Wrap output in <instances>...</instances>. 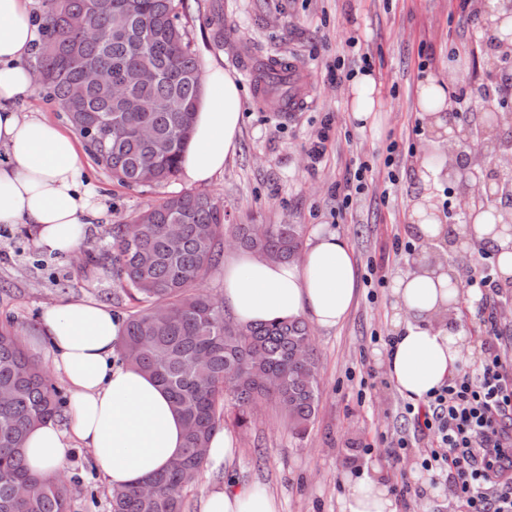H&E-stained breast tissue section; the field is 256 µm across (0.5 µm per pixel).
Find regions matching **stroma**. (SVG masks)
Segmentation results:
<instances>
[{
  "label": "stroma",
  "instance_id": "1",
  "mask_svg": "<svg viewBox=\"0 0 512 512\" xmlns=\"http://www.w3.org/2000/svg\"><path fill=\"white\" fill-rule=\"evenodd\" d=\"M224 47L213 45L208 23L212 0H176L180 22L198 60H222L244 97L238 148L205 187L224 206L228 224H298L303 238L322 227L339 233L351 248L364 284L342 326L311 328L322 396L304 436L293 435L275 407L262 405L249 428L236 427L232 407L224 428L234 452L225 464L207 465L186 492V512H201L216 484L256 487L272 494L280 512H340L345 475L379 463L399 512H459L444 472L424 471L428 438L415 429L406 400L390 387L378 360L390 331L386 284L406 269L408 250L418 247L410 206L423 195L453 201L455 185L421 175L414 151L428 136L414 110L424 73L449 80L460 101L461 124H477L483 104L475 88L496 90L512 78V65L497 61L496 34L463 0H221ZM372 63L383 110L374 127L351 119L346 70L360 55ZM293 59L310 74L305 105L279 109L278 96L259 97L242 62L254 57ZM343 70H335L336 60ZM327 132V151L312 163L308 149ZM399 158V180L389 183L387 156ZM369 165L362 194L342 209L348 169ZM84 176L100 193L107 223L86 228L80 255L63 257L37 247L27 225H0V322L13 318L22 336L35 335L45 310L67 300L91 299L125 318L130 302L112 263V227L138 211L186 192L182 179L140 188L113 182L84 158ZM384 277L385 286L369 283ZM496 310L484 301L462 306V322L474 344L497 329L512 354V288L496 291ZM413 446L394 458V443ZM69 472L71 512H110V493L100 482L88 449H74Z\"/></svg>",
  "mask_w": 512,
  "mask_h": 512
}]
</instances>
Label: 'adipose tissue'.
Returning <instances> with one entry per match:
<instances>
[{
    "label": "adipose tissue",
    "instance_id": "adipose-tissue-1",
    "mask_svg": "<svg viewBox=\"0 0 512 512\" xmlns=\"http://www.w3.org/2000/svg\"><path fill=\"white\" fill-rule=\"evenodd\" d=\"M32 0H0V224H27L37 244L68 256L78 248L82 225L105 213L83 179L81 148L62 127L44 117L24 116L19 100L34 88L31 63L40 30L30 19ZM351 116L374 126L375 79L359 71L349 84ZM448 83L433 76L418 84L417 112L439 144L452 132L445 112ZM243 98L234 77L215 59L206 61L204 95L192 138L183 154L187 184L210 183L237 149ZM420 247L390 288L392 342L383 356L389 384L411 403L426 401L457 375L473 346L461 321L464 289L443 248L445 220L432 196L411 205ZM463 242L494 245L500 278L512 279V225L473 207L458 230ZM358 274L347 242L332 231L314 232L299 256L274 262L250 251L224 266L222 297L236 321L248 326L307 319L320 329L341 326L357 296ZM123 326L111 310L92 300H69L49 308L41 338L51 346V366L73 410L67 422L49 420L28 434L23 455L31 472L64 470L73 446L89 449L96 472L111 489L133 487L164 469L184 446V427L165 390L147 373L117 363ZM341 512H398L378 466L348 476ZM201 512H279L272 495L250 488L213 487Z\"/></svg>",
    "mask_w": 512,
    "mask_h": 512
}]
</instances>
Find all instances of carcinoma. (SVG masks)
I'll return each instance as SVG.
<instances>
[{
  "mask_svg": "<svg viewBox=\"0 0 512 512\" xmlns=\"http://www.w3.org/2000/svg\"><path fill=\"white\" fill-rule=\"evenodd\" d=\"M44 40L34 67L39 91L65 112L95 163L127 187L174 179L192 133L200 68L185 41L175 0H42ZM155 73L124 111L112 87L88 71L116 66ZM148 124L153 138L135 135ZM180 225L172 236L168 225ZM232 241L267 259L301 251L298 224H234ZM119 280L138 303L127 313L119 354L169 394L185 426V447L144 485L112 492L111 512H184V492L208 463L210 439L224 427L225 400L236 423L273 403L303 435L321 391L312 338L302 319L241 327L200 284L224 252V207L206 192H184L112 227ZM0 512H71L67 484L33 475L22 448L30 429L62 416L67 401L26 351L18 327L0 325Z\"/></svg>",
  "mask_w": 512,
  "mask_h": 512,
  "instance_id": "1",
  "label": "carcinoma"
}]
</instances>
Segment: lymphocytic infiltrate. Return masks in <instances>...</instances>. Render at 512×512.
<instances>
[{
    "mask_svg": "<svg viewBox=\"0 0 512 512\" xmlns=\"http://www.w3.org/2000/svg\"><path fill=\"white\" fill-rule=\"evenodd\" d=\"M406 411L432 437L422 468L448 471L465 512H512V372L500 354Z\"/></svg>",
    "mask_w": 512,
    "mask_h": 512,
    "instance_id": "obj_1",
    "label": "lymphocytic infiltrate"
}]
</instances>
